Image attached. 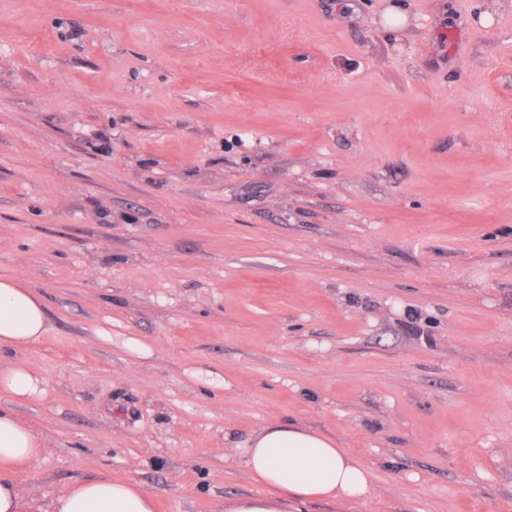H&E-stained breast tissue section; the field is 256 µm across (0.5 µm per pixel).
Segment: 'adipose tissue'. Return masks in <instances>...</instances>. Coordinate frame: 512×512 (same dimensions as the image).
<instances>
[{"instance_id": "1", "label": "adipose tissue", "mask_w": 512, "mask_h": 512, "mask_svg": "<svg viewBox=\"0 0 512 512\" xmlns=\"http://www.w3.org/2000/svg\"><path fill=\"white\" fill-rule=\"evenodd\" d=\"M50 331L38 296L13 278L0 279V350H18ZM43 443L32 427L0 409V512H31L17 485L20 469L36 463ZM265 491L225 500L224 512H304L314 501L364 502L373 487L369 469L321 430L295 420L263 425L231 444ZM49 512H155V500L140 485L110 476L78 481L56 497Z\"/></svg>"}]
</instances>
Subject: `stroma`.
Returning <instances> with one entry per match:
<instances>
[{
    "label": "stroma",
    "mask_w": 512,
    "mask_h": 512,
    "mask_svg": "<svg viewBox=\"0 0 512 512\" xmlns=\"http://www.w3.org/2000/svg\"><path fill=\"white\" fill-rule=\"evenodd\" d=\"M0 277L38 512L288 418L371 471L307 512H512V0H0ZM50 331L38 296L13 278L0 279V350H18L41 341ZM0 387L16 399H32L39 392V380L24 366L0 368Z\"/></svg>",
    "instance_id": "stroma-1"
}]
</instances>
